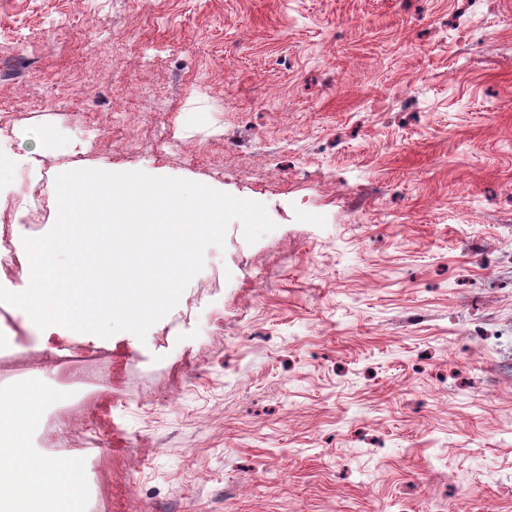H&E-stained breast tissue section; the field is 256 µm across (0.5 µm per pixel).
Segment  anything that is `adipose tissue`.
Returning <instances> with one entry per match:
<instances>
[{"label": "adipose tissue", "instance_id": "ef3b65f1", "mask_svg": "<svg viewBox=\"0 0 512 512\" xmlns=\"http://www.w3.org/2000/svg\"><path fill=\"white\" fill-rule=\"evenodd\" d=\"M42 399L24 387L4 415L9 435L0 440V512H83L79 470L24 454Z\"/></svg>", "mask_w": 512, "mask_h": 512}]
</instances>
